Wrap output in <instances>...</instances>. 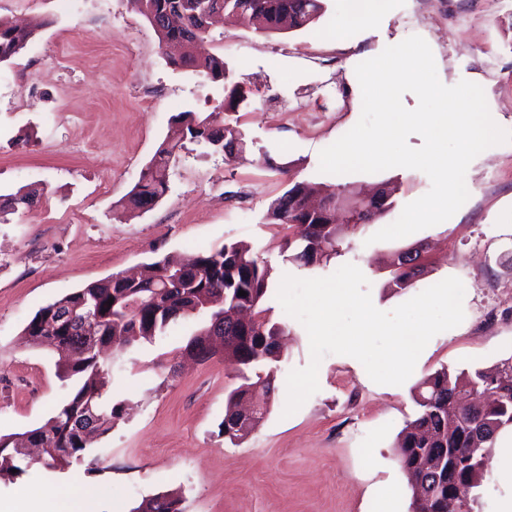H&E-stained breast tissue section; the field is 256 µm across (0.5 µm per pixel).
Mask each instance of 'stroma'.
Returning a JSON list of instances; mask_svg holds the SVG:
<instances>
[{"label":"stroma","mask_w":512,"mask_h":512,"mask_svg":"<svg viewBox=\"0 0 512 512\" xmlns=\"http://www.w3.org/2000/svg\"><path fill=\"white\" fill-rule=\"evenodd\" d=\"M0 18L38 25L0 64V194L26 187L39 195L30 211L0 224V434L42 425L73 387L58 377L50 348L26 343L34 313L167 255L244 242L276 285L287 274L326 277L352 263L384 311L448 277L466 288L463 322L430 340L403 385L374 383L355 358L330 354L319 366L318 392L289 416L281 388L291 370L308 365L309 339L269 296L267 317L287 332L273 365L278 389L264 418L235 443L219 424L240 380L223 356L182 357L206 324L182 320L116 352L109 392L127 412L93 445L99 472L33 463L18 479H0V494L78 476L105 512H132L171 490L181 493L183 512H411L394 444L415 415L413 387L443 367L458 373L512 355V306L492 302L512 290V143L472 161L469 198L446 223L380 242L373 234L428 192V176L407 168L327 174L319 153L360 118L356 66L412 35L429 44L444 85H480L494 121L512 131V0H387L369 26L347 0H326L309 30L263 34L245 23L215 24L205 48L250 91L235 114L244 157L229 161L186 142L167 195L133 216L115 204L137 183L172 117L208 115L223 83L202 85L190 68L171 64L129 0H80L75 12L61 0H0ZM25 133L29 145H17ZM295 182L340 183L354 193L387 184L394 207L344 225L336 255L301 266L287 260L291 230L266 220L271 202ZM421 242L429 245L424 274L411 288L391 290L394 257Z\"/></svg>","instance_id":"stroma-1"}]
</instances>
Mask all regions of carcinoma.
Returning a JSON list of instances; mask_svg holds the SVG:
<instances>
[{
  "label": "carcinoma",
  "mask_w": 512,
  "mask_h": 512,
  "mask_svg": "<svg viewBox=\"0 0 512 512\" xmlns=\"http://www.w3.org/2000/svg\"><path fill=\"white\" fill-rule=\"evenodd\" d=\"M220 11L226 20L246 21L255 30L274 33L282 30L281 18L292 16L291 29L315 23L325 10L324 0H142L140 13L156 28L159 39L187 43L189 51L180 65L212 81H224L227 95L216 111L200 118L181 112L142 168L138 182L118 202L130 214L156 205L168 192L169 171L189 139L221 152L229 160L240 159L246 150L241 131L224 123L222 114L234 112L247 98V91L232 81L224 60L205 50L203 42L212 20ZM33 35L0 18V63L10 60ZM310 187L296 182L269 206L266 219L293 229L288 260L303 266L314 265L336 254L339 225L336 203L353 202L346 186L328 185L321 200L326 206L307 212L301 197ZM36 203L31 190L18 189L0 195V224L7 215L24 212ZM423 247L405 251L411 265L397 256L390 287L404 290L414 285L423 268ZM271 268L243 242L204 250L187 259L164 257L150 266V273L137 281L118 274L92 282L40 307L24 329L34 345L54 346L64 356L57 362L63 380L75 379L68 400L44 425L21 436L0 435V478H17L26 472L22 445L42 449L45 466L63 469L73 463L88 462L87 471H97L91 456L94 442L121 419V405L105 398L115 364L109 352L136 342L150 341L165 333L179 320L198 316L207 326L184 348L193 357L212 345V332L224 328V362L237 371L244 383L233 389L225 402L221 433L230 441L242 439L263 417L240 418L236 410L260 390H274V372L255 374L246 370L269 359L278 349L283 328L264 317L262 304L270 290ZM247 295H239V291ZM113 303H108V299ZM481 396L499 390L494 403L468 413L456 411L454 394L459 387ZM417 406L415 419L401 430L397 453L412 492V512H448V497L454 483L478 487L484 480L482 449L495 445L500 433L512 429V356L498 362L494 370L475 368L451 374L443 367L419 380L413 389ZM181 496L167 491L142 502L132 512H182Z\"/></svg>",
  "instance_id": "carcinoma-1"
}]
</instances>
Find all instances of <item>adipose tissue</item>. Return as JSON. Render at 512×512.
I'll use <instances>...</instances> for the list:
<instances>
[{
  "instance_id": "adipose-tissue-1",
  "label": "adipose tissue",
  "mask_w": 512,
  "mask_h": 512,
  "mask_svg": "<svg viewBox=\"0 0 512 512\" xmlns=\"http://www.w3.org/2000/svg\"><path fill=\"white\" fill-rule=\"evenodd\" d=\"M76 494L81 512H101L94 492L75 489L70 479H60L51 487H18L0 497V512H56L57 500L65 494Z\"/></svg>"
}]
</instances>
